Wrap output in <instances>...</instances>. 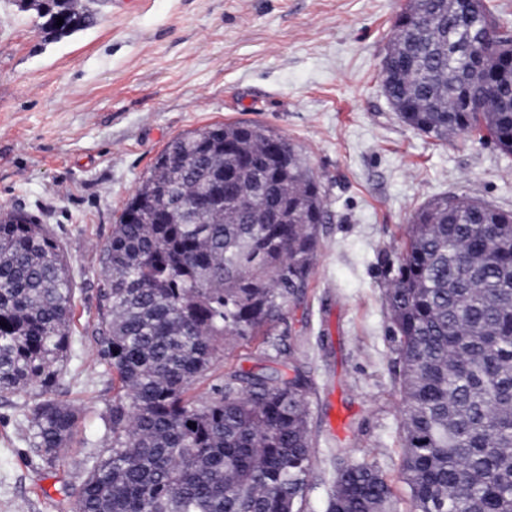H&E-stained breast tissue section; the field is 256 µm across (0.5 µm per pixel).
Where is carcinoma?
Here are the masks:
<instances>
[{
	"instance_id": "carcinoma-1",
	"label": "carcinoma",
	"mask_w": 512,
	"mask_h": 512,
	"mask_svg": "<svg viewBox=\"0 0 512 512\" xmlns=\"http://www.w3.org/2000/svg\"><path fill=\"white\" fill-rule=\"evenodd\" d=\"M92 3L27 7L60 38L96 24ZM380 74L413 129L512 155V32L487 0L476 12L408 0ZM326 207L301 152L259 123L214 124L157 155L100 257L92 337L112 381V450L91 462L73 512H304L313 451L301 375L233 370L205 400L191 389L218 340L270 343L268 324L308 286ZM386 265L409 512H512V212L463 192L435 198ZM74 297L47 225L0 210V397L36 391L28 441L50 468L78 423L51 397ZM397 504L375 466L336 470L329 512Z\"/></svg>"
}]
</instances>
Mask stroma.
<instances>
[{"label": "stroma", "mask_w": 512, "mask_h": 512, "mask_svg": "<svg viewBox=\"0 0 512 512\" xmlns=\"http://www.w3.org/2000/svg\"><path fill=\"white\" fill-rule=\"evenodd\" d=\"M406 0H109L97 24L50 41L35 11L0 0V207L58 239L76 289L74 347L54 388L79 414L55 468L27 443L24 395L0 398V512H71L85 458L110 453L112 384L91 330L99 256L169 141L215 123L257 122L305 156L327 196L314 272L288 301L272 345L228 339L225 369L294 362L310 382L315 463L305 512H328L337 461L396 477L400 395L383 266L417 208L450 193L512 212V157L403 123L380 69ZM346 415L333 432L331 407Z\"/></svg>", "instance_id": "1"}]
</instances>
